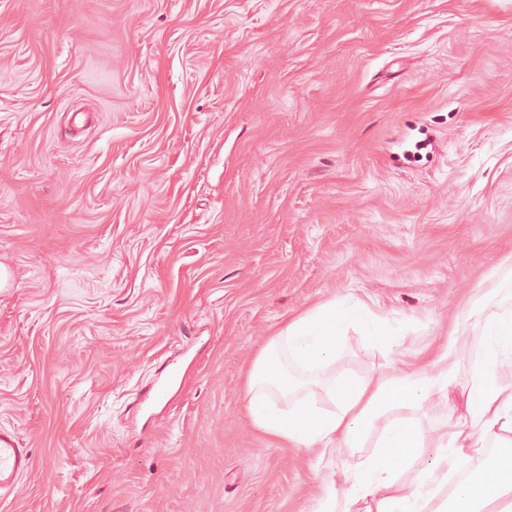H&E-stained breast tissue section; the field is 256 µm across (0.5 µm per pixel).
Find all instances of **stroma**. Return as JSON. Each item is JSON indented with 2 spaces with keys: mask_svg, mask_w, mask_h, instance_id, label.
I'll use <instances>...</instances> for the list:
<instances>
[{
  "mask_svg": "<svg viewBox=\"0 0 512 512\" xmlns=\"http://www.w3.org/2000/svg\"><path fill=\"white\" fill-rule=\"evenodd\" d=\"M512 263V0H0V512H318L351 464L251 427L284 320L406 369ZM162 404L139 396L171 369ZM32 457L26 448H19L14 430L0 427V495L18 490L19 479L32 468Z\"/></svg>",
  "mask_w": 512,
  "mask_h": 512,
  "instance_id": "stroma-1",
  "label": "stroma"
}]
</instances>
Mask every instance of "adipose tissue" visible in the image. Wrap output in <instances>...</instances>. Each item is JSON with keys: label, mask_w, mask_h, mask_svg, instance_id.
Instances as JSON below:
<instances>
[{"label": "adipose tissue", "mask_w": 512, "mask_h": 512, "mask_svg": "<svg viewBox=\"0 0 512 512\" xmlns=\"http://www.w3.org/2000/svg\"><path fill=\"white\" fill-rule=\"evenodd\" d=\"M461 320L481 335L464 390L467 415L421 470L424 434L412 413L432 392L456 383L464 364L454 338L428 351L420 370L365 380L335 370L344 329L361 327L371 344L388 351L397 339L364 301L318 304L269 336L246 373L244 409L253 428L276 444L333 445L354 457L347 489L330 495L324 512H350L359 502L364 512H512V378L501 374L512 366V268L467 305ZM321 393L331 409L319 406ZM376 427L374 452L359 456ZM477 440L493 442L495 452L482 454ZM408 472L414 479L406 483ZM446 486L451 494L438 499Z\"/></svg>", "instance_id": "ef3b65f1"}]
</instances>
